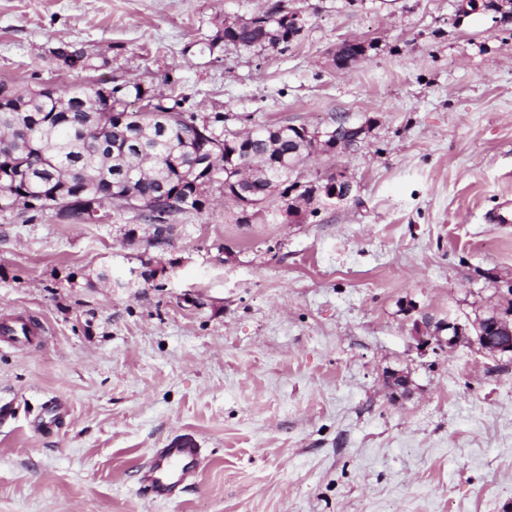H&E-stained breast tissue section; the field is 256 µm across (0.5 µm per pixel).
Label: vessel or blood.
Masks as SVG:
<instances>
[{
	"label": "vessel or blood",
	"instance_id": "obj_1",
	"mask_svg": "<svg viewBox=\"0 0 512 512\" xmlns=\"http://www.w3.org/2000/svg\"><path fill=\"white\" fill-rule=\"evenodd\" d=\"M203 451L193 439L182 437L169 446L154 449L142 476L150 491L165 497L177 487L194 478L202 460Z\"/></svg>",
	"mask_w": 512,
	"mask_h": 512
}]
</instances>
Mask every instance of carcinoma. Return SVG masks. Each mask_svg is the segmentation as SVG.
<instances>
[{
    "label": "carcinoma",
    "instance_id": "1",
    "mask_svg": "<svg viewBox=\"0 0 512 512\" xmlns=\"http://www.w3.org/2000/svg\"><path fill=\"white\" fill-rule=\"evenodd\" d=\"M224 42L254 51L284 50L293 42L288 13L275 5L259 19L224 28ZM373 44L359 39L342 43L337 66L353 64ZM53 55L60 68L83 72L95 68L96 55L79 42H62ZM14 99L0 98V205L23 204L44 209L67 200L59 208L63 217L78 222H95L88 204L97 199L98 208L113 202L114 196L130 194L144 203L140 208L149 220L161 224L187 209L199 210L204 193L220 183L224 197L235 200L234 175L225 163L256 165L266 158L271 166L253 174L252 188L269 203L275 188L293 189L298 197L308 189L291 176L310 155L304 146L285 135L279 147L270 150L259 135L252 140L231 141L224 133V118L215 115L205 123L195 116L174 112L172 124L162 130L149 114L141 123L121 121L132 104L153 105V111L168 107L163 96L133 86V90L112 89L111 103L102 100L99 89L73 87L60 92L44 86L29 94L13 93ZM109 129L113 151L91 150L87 135L93 127ZM211 152L218 167L205 176L195 167V152Z\"/></svg>",
    "mask_w": 512,
    "mask_h": 512
}]
</instances>
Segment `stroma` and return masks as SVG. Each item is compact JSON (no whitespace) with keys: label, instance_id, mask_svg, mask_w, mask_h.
<instances>
[{"label":"stroma","instance_id":"obj_1","mask_svg":"<svg viewBox=\"0 0 512 512\" xmlns=\"http://www.w3.org/2000/svg\"><path fill=\"white\" fill-rule=\"evenodd\" d=\"M302 10L287 50L225 44V20ZM456 0H0V81L121 88L224 116L225 130L372 120L317 154L354 200L297 223L211 185L164 241L138 211L87 224L0 207V512H512V358L419 349L413 325L477 316L512 280V31ZM374 41L337 69V47ZM99 54L69 73L60 42ZM148 264L150 283L129 284ZM112 271L111 286L96 275ZM409 370L392 399L383 373ZM180 436L195 485L156 499L139 467Z\"/></svg>","mask_w":512,"mask_h":512}]
</instances>
